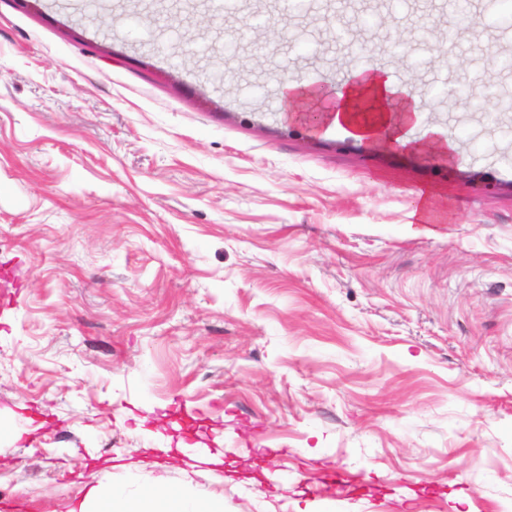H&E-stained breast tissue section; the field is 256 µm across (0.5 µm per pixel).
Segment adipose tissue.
<instances>
[{
	"label": "adipose tissue",
	"mask_w": 512,
	"mask_h": 512,
	"mask_svg": "<svg viewBox=\"0 0 512 512\" xmlns=\"http://www.w3.org/2000/svg\"><path fill=\"white\" fill-rule=\"evenodd\" d=\"M357 83L338 90L336 123L350 126L357 135H370L375 123L365 114H351L346 102L361 94H369L374 101H382L398 92L392 77L384 71H357ZM79 512H224L221 502L201 494H187L177 489L159 490L146 487L131 491L104 482L90 490L79 506Z\"/></svg>",
	"instance_id": "adipose-tissue-1"
}]
</instances>
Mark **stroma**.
Returning <instances> with one entry per match:
<instances>
[{"label": "stroma", "mask_w": 512, "mask_h": 512, "mask_svg": "<svg viewBox=\"0 0 512 512\" xmlns=\"http://www.w3.org/2000/svg\"><path fill=\"white\" fill-rule=\"evenodd\" d=\"M100 2L0 0V512H512V0L457 65L448 0ZM285 66L419 118L309 131ZM78 510L74 512H223L224 503L177 489L129 491L104 482L90 490Z\"/></svg>", "instance_id": "stroma-1"}]
</instances>
